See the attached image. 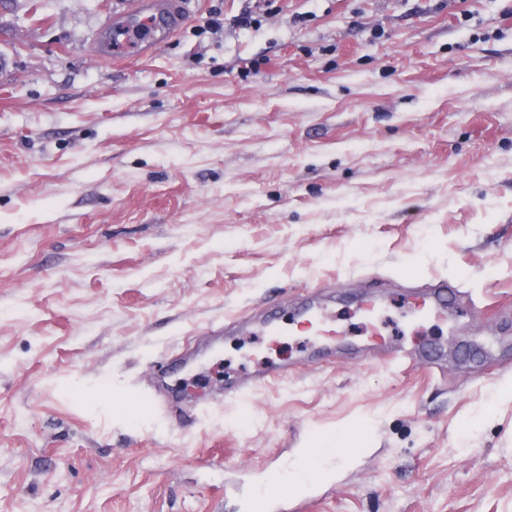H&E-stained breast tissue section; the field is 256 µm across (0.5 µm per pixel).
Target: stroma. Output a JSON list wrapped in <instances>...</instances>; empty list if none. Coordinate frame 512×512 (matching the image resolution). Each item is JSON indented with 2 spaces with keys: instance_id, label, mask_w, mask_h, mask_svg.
Here are the masks:
<instances>
[{
  "instance_id": "obj_1",
  "label": "stroma",
  "mask_w": 512,
  "mask_h": 512,
  "mask_svg": "<svg viewBox=\"0 0 512 512\" xmlns=\"http://www.w3.org/2000/svg\"><path fill=\"white\" fill-rule=\"evenodd\" d=\"M188 3L0 0V512H246L352 422L306 512H512V0ZM128 7L135 9L140 20L138 25L132 27L120 23L114 25V43L112 48V54L114 55L127 54L136 50L140 51L141 54H145L151 49V39L137 33L142 24L146 25L150 31L153 29H163L170 34L181 26L184 19L183 2L180 1L169 2L172 19L167 23H163L160 20L159 15L154 10V4L150 0H135ZM450 288H454V286L448 283V280H439L434 288H431L426 293L425 297L418 304V307L430 313L433 311H442L445 305L448 304L452 295ZM353 435H357L360 439H364L365 428L362 423L356 425L352 424L345 427L340 435L317 436L310 445V448H323L324 453L328 457L336 456V459H339L342 462H349L355 450L358 449L346 447V441L348 440V437ZM310 448H301L297 458L294 461L303 462L307 457Z\"/></svg>"
}]
</instances>
